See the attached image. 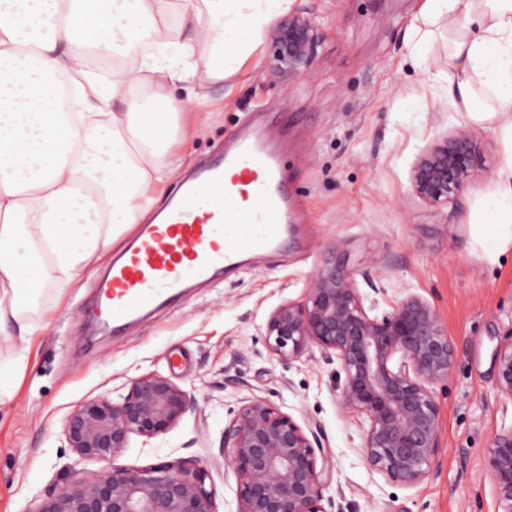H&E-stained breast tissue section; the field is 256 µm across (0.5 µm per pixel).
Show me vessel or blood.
I'll use <instances>...</instances> for the list:
<instances>
[{
	"label": "vessel or blood",
	"mask_w": 512,
	"mask_h": 512,
	"mask_svg": "<svg viewBox=\"0 0 512 512\" xmlns=\"http://www.w3.org/2000/svg\"><path fill=\"white\" fill-rule=\"evenodd\" d=\"M238 182L250 187L249 205L235 199ZM290 207L277 156L261 140L236 141L182 180L161 221L140 225L113 257L98 287L96 322L105 328L130 324L180 296L188 279H210L238 266L243 253L278 246Z\"/></svg>",
	"instance_id": "obj_1"
}]
</instances>
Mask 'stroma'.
<instances>
[{
    "label": "stroma",
    "mask_w": 512,
    "mask_h": 512,
    "mask_svg": "<svg viewBox=\"0 0 512 512\" xmlns=\"http://www.w3.org/2000/svg\"><path fill=\"white\" fill-rule=\"evenodd\" d=\"M415 0H294L314 14L321 45L311 74L274 72L270 44L221 82L172 146L184 170L201 168L248 128L283 159L294 222L285 243L250 255L220 282L120 333L91 335L85 304L102 277L83 271L69 288L45 290L27 365L11 402L0 406V512H25L77 457L62 436L65 415L84 399L117 397L157 372L196 404L167 433L132 437L114 460L128 468L181 458L208 470L217 512H238L237 481L220 454L224 428L246 398L260 396L317 429L332 468L331 512H497L486 467L490 442L512 427V399L496 388V352L512 343V244L499 242L492 187L504 159L496 123L477 122L448 96L459 69L448 57L458 31L440 21L423 41L410 29ZM436 73L423 82L421 65ZM467 127L481 142L486 173L443 207L416 197L410 170L439 136ZM378 289L377 314L410 294L427 299L458 350L434 387L441 452L419 485L389 482L363 453L366 421L342 411L338 360L319 348L283 362L264 341L269 313L301 299L330 254Z\"/></svg>",
    "instance_id": "35a3bbf8"
}]
</instances>
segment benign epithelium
<instances>
[{
  "instance_id": "benign-epithelium-1",
  "label": "benign epithelium",
  "mask_w": 512,
  "mask_h": 512,
  "mask_svg": "<svg viewBox=\"0 0 512 512\" xmlns=\"http://www.w3.org/2000/svg\"><path fill=\"white\" fill-rule=\"evenodd\" d=\"M271 67L294 78L308 76L319 47V24L293 14L268 33ZM486 169L478 139L457 127L426 147L410 173L416 196L443 206ZM377 301L362 294L345 260L330 255L312 274L304 298L285 301L265 322L270 353L290 361L306 349L335 355L344 372L340 406L366 418L363 450L389 481L422 483L438 457L440 412L433 386L448 380L458 350L435 308L410 294L392 312L371 314ZM496 386L512 399V344L500 349ZM195 405L171 379L148 373L126 393L87 398L63 421L67 447L98 470L67 467L44 487L26 512H216L207 469L187 461L140 468L112 466L132 436L155 438L172 429ZM318 433L253 396L224 428L222 454L236 477L239 512H327L323 491L330 475L317 468ZM497 512H512V428L494 435L487 457Z\"/></svg>"
}]
</instances>
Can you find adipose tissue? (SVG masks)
Returning <instances> with one entry per match:
<instances>
[{
  "label": "adipose tissue",
  "mask_w": 512,
  "mask_h": 512,
  "mask_svg": "<svg viewBox=\"0 0 512 512\" xmlns=\"http://www.w3.org/2000/svg\"><path fill=\"white\" fill-rule=\"evenodd\" d=\"M292 2L0 0V328L19 346L0 358V406L25 370L27 314L46 287L69 286L147 217L182 166L169 144L206 105L205 84L228 77ZM443 19L462 32L450 96L502 133L495 213L512 241V0H423L412 32ZM478 83L491 108H476Z\"/></svg>",
  "instance_id": "obj_1"
}]
</instances>
